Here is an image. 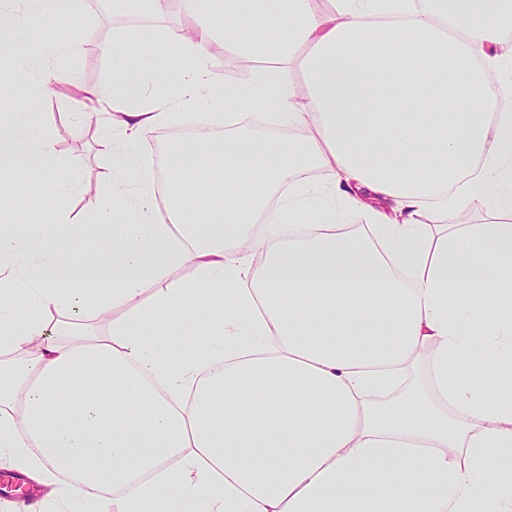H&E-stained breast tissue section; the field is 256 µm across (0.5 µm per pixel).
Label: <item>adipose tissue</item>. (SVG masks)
I'll list each match as a JSON object with an SVG mask.
<instances>
[{"instance_id": "adipose-tissue-1", "label": "adipose tissue", "mask_w": 512, "mask_h": 512, "mask_svg": "<svg viewBox=\"0 0 512 512\" xmlns=\"http://www.w3.org/2000/svg\"><path fill=\"white\" fill-rule=\"evenodd\" d=\"M75 5L0 0V35L26 32L11 77L30 100L54 92L31 83V63L73 52L40 23ZM183 5L192 33L166 27L133 61L106 41L116 74L81 90L111 187L90 221L113 225L120 246L57 250L84 232L69 214L77 175L32 243L0 195V465L62 500L111 493L118 512L163 499L177 512H512V0ZM217 42L302 80L262 70L223 87ZM168 51L184 62L173 97L153 69ZM496 80L507 92L489 108ZM199 109L168 167L230 163L220 207L202 182L156 188L134 147ZM14 164L46 181L63 165L24 112L0 132V168ZM475 203L483 223H452ZM348 214L356 223H337ZM185 265L192 279L173 278ZM176 312L199 326L175 361L163 345ZM89 315L107 335L77 334ZM424 352L421 389L407 377Z\"/></svg>"}]
</instances>
